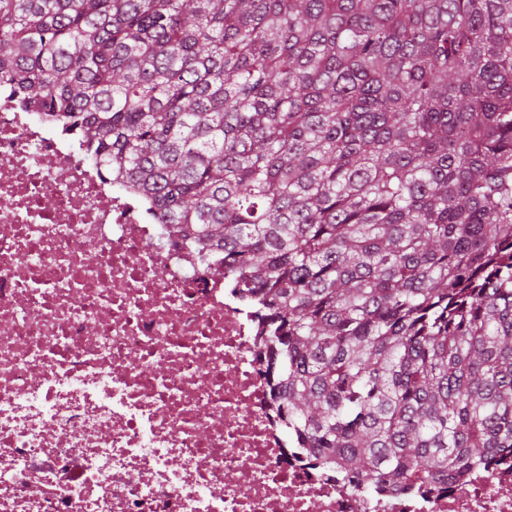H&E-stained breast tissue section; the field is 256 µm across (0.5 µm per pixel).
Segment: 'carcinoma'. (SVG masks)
<instances>
[{
	"label": "carcinoma",
	"mask_w": 512,
	"mask_h": 512,
	"mask_svg": "<svg viewBox=\"0 0 512 512\" xmlns=\"http://www.w3.org/2000/svg\"><path fill=\"white\" fill-rule=\"evenodd\" d=\"M248 295L357 488L512 454V0H0V83Z\"/></svg>",
	"instance_id": "obj_1"
}]
</instances>
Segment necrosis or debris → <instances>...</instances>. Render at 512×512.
Returning a JSON list of instances; mask_svg holds the SVG:
<instances>
[{
	"instance_id": "4bbe7bcc",
	"label": "necrosis or debris",
	"mask_w": 512,
	"mask_h": 512,
	"mask_svg": "<svg viewBox=\"0 0 512 512\" xmlns=\"http://www.w3.org/2000/svg\"><path fill=\"white\" fill-rule=\"evenodd\" d=\"M265 335L78 134L0 100V512H512L511 459L421 496L311 467Z\"/></svg>"
}]
</instances>
